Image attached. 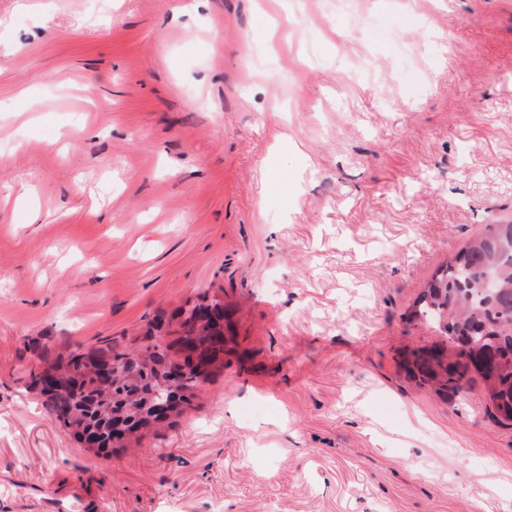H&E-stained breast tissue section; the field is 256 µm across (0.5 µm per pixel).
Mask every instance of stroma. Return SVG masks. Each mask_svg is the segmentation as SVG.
<instances>
[{"instance_id": "35a3bbf8", "label": "stroma", "mask_w": 512, "mask_h": 512, "mask_svg": "<svg viewBox=\"0 0 512 512\" xmlns=\"http://www.w3.org/2000/svg\"><path fill=\"white\" fill-rule=\"evenodd\" d=\"M325 2L0 0V512H512V426L404 368L512 221V0ZM209 289L161 435L99 456L28 386Z\"/></svg>"}]
</instances>
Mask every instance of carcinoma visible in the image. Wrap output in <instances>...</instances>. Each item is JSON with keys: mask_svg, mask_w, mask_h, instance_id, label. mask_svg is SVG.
Listing matches in <instances>:
<instances>
[{"mask_svg": "<svg viewBox=\"0 0 512 512\" xmlns=\"http://www.w3.org/2000/svg\"><path fill=\"white\" fill-rule=\"evenodd\" d=\"M421 315L444 341L445 351L422 349L414 353L408 376L439 396L458 395L483 386L492 404V418L512 426V224H488L432 277L419 298ZM208 360L224 358V337H200ZM97 350L109 355L121 374L100 379L86 348L77 344L69 352L70 369L57 386L60 391L47 401V409L62 426H84L98 444L97 454L112 456V426L129 421L143 408L153 391V372L126 369L140 352L112 337L98 340ZM200 374L187 365L181 375V413L192 404Z\"/></svg>", "mask_w": 512, "mask_h": 512, "instance_id": "carcinoma-1", "label": "carcinoma"}]
</instances>
